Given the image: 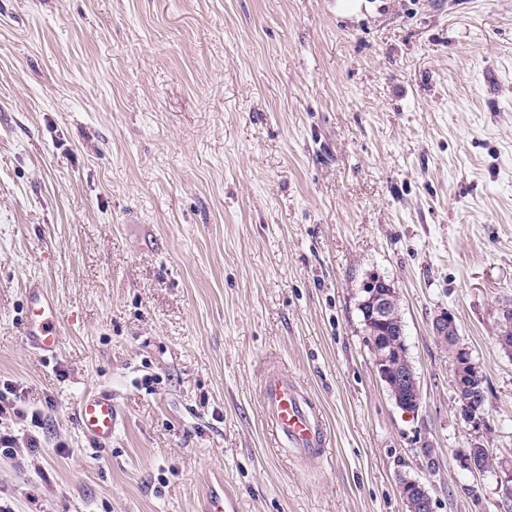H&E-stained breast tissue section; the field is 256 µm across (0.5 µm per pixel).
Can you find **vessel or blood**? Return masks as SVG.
Masks as SVG:
<instances>
[{
    "mask_svg": "<svg viewBox=\"0 0 512 512\" xmlns=\"http://www.w3.org/2000/svg\"><path fill=\"white\" fill-rule=\"evenodd\" d=\"M28 314L24 334L34 348L55 351L59 344L57 308L41 282H31L26 290ZM264 415L272 436L288 453L306 459H318L328 451V437L322 416L300 387L277 371L268 372L261 387ZM79 425L91 439L107 443L117 421V412L109 392L87 395L79 408Z\"/></svg>",
    "mask_w": 512,
    "mask_h": 512,
    "instance_id": "1",
    "label": "vessel or blood"
}]
</instances>
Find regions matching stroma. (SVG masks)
Returning a JSON list of instances; mask_svg holds the SVG:
<instances>
[{
	"label": "stroma",
	"mask_w": 512,
	"mask_h": 512,
	"mask_svg": "<svg viewBox=\"0 0 512 512\" xmlns=\"http://www.w3.org/2000/svg\"><path fill=\"white\" fill-rule=\"evenodd\" d=\"M397 289L404 413L358 304ZM61 345L23 334L26 288ZM512 0H0V384L43 446L0 453V512H512ZM451 311L488 387L458 413ZM277 368L326 457L273 447ZM112 395L109 445L77 407ZM479 442L490 468H464ZM28 314L24 334L34 348L42 352H54L59 344L57 308L41 282H31L26 288ZM400 493L411 512H433V500L425 486L417 480L401 479Z\"/></svg>",
	"instance_id": "obj_1"
}]
</instances>
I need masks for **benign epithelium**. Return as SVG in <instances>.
I'll use <instances>...</instances> for the list:
<instances>
[{
    "instance_id": "obj_1",
    "label": "benign epithelium",
    "mask_w": 512,
    "mask_h": 512,
    "mask_svg": "<svg viewBox=\"0 0 512 512\" xmlns=\"http://www.w3.org/2000/svg\"><path fill=\"white\" fill-rule=\"evenodd\" d=\"M360 313L375 370L395 404L407 413L418 412L422 394L417 373L406 354L405 324L399 294L391 282L373 275L362 285ZM436 340L448 350L453 364V387L462 420L473 428L485 425L488 396L481 386L479 367L462 343L455 316L446 309L431 323ZM490 451L472 445L459 451L460 463L475 474L488 468ZM400 493L409 512H433V500L417 480H400Z\"/></svg>"
}]
</instances>
